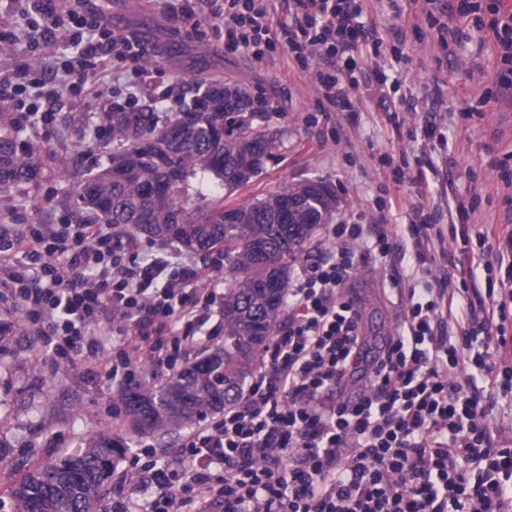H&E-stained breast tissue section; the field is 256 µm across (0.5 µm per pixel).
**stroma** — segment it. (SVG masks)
<instances>
[{"mask_svg": "<svg viewBox=\"0 0 512 512\" xmlns=\"http://www.w3.org/2000/svg\"><path fill=\"white\" fill-rule=\"evenodd\" d=\"M87 6L102 12L114 31L135 32L150 48L141 62L146 79L122 66L109 70L113 103L178 112L192 103L188 82L205 78L238 84L268 102L284 145L247 186L225 195V205L251 202L287 182L322 178L339 200L334 223L397 226L399 253L359 265L346 288L370 343L392 335L403 318L405 305L391 296V280L422 287L442 274L444 260L432 244L420 249L426 261L413 259L418 249L408 226L418 209L437 213L446 227L463 220L512 225V187L499 178L501 168L512 170V87L504 84L512 71L501 64L493 33L476 23L464 22L465 37L455 41L438 24L441 11L424 0H371L366 22L381 30L402 27L405 50L379 58L376 65L387 75L382 91L360 95L351 113L322 104L314 73L329 60L302 61L279 49L259 61L241 49L225 50L216 16L220 0H202L204 18L196 25L169 19L163 0H87ZM65 52L61 39L39 49L0 44V72L40 67L51 79L52 60ZM381 95L384 111L377 107ZM49 106L54 121L46 130H20L11 117L0 118V133L10 134L20 149L34 148L40 169L36 181L0 193V225L70 220L71 175L107 161L86 146L100 123L101 101L62 84ZM389 110L399 125L388 122ZM429 123L447 138V151L424 139L422 127ZM387 153L408 161L420 183L386 195ZM471 199L475 211L460 218L458 201ZM122 389L85 360L55 366L16 317L0 319V512H12L10 490L35 463L81 446L100 429L128 434L127 424L113 426L111 418Z\"/></svg>", "mask_w": 512, "mask_h": 512, "instance_id": "1", "label": "stroma"}]
</instances>
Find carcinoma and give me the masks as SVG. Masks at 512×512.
Returning <instances> with one entry per match:
<instances>
[{
    "label": "carcinoma",
    "mask_w": 512,
    "mask_h": 512,
    "mask_svg": "<svg viewBox=\"0 0 512 512\" xmlns=\"http://www.w3.org/2000/svg\"><path fill=\"white\" fill-rule=\"evenodd\" d=\"M192 122L170 132L176 114L126 109L104 113L109 137L91 141L108 155V165L90 171L72 188L76 223L136 228L149 239L175 241L224 264V343L201 360L172 373L164 383H135L119 402L136 435L189 426L219 414L253 373L259 354L274 335L292 264L310 253L321 225L336 212L332 185L305 179L283 185L253 202L224 206L202 193L206 183L232 192L252 181L283 144L284 133L266 123L267 105L237 84L217 79L195 84ZM250 108L262 132L235 129L227 108ZM227 125L229 132L214 131ZM33 155L0 136V191L33 180ZM264 244L257 251L258 244ZM131 450L123 438L100 430L80 447L36 464L11 490L13 512H98L99 490L116 463Z\"/></svg>",
    "instance_id": "cac0c4a2"
}]
</instances>
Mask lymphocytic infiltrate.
Segmentation results:
<instances>
[{
    "instance_id": "1",
    "label": "lymphocytic infiltrate",
    "mask_w": 512,
    "mask_h": 512,
    "mask_svg": "<svg viewBox=\"0 0 512 512\" xmlns=\"http://www.w3.org/2000/svg\"><path fill=\"white\" fill-rule=\"evenodd\" d=\"M40 18L27 41L62 38L63 65L88 96L104 94L98 54L143 57L136 34L115 33L85 0H24ZM268 0H224V47L263 59L380 56L400 47V28L379 34L363 0H288L273 25ZM330 105L352 110L361 92L343 69L320 70ZM19 75L0 76V101L19 125L53 122L27 103ZM446 261L436 284L406 289L404 319L374 358L365 355L358 307L345 293L358 262L397 247L381 224L326 225L323 248L288 287L275 335L248 385L221 418L182 438L178 458L153 456L127 470L112 512H512V446L496 444L492 411L512 395V228L460 225L442 233L435 215L411 225ZM485 264L469 292L466 244ZM132 232L63 222L0 228V309L16 314L53 358L100 362L108 380L131 383L143 365L188 361L217 300L207 267L130 260ZM456 321H449V313ZM110 329L118 341L106 350Z\"/></svg>"
}]
</instances>
